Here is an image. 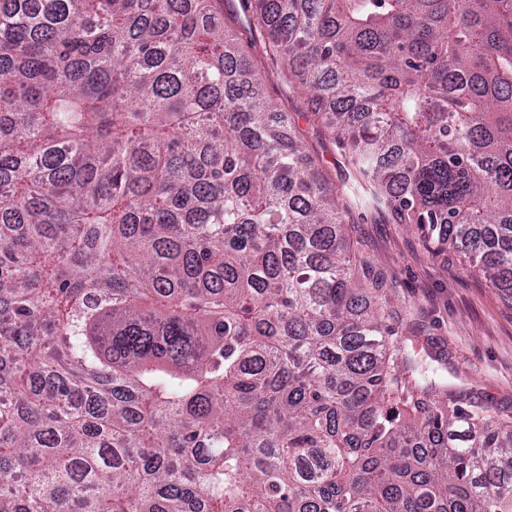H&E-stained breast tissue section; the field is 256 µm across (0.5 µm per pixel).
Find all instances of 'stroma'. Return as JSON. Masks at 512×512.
Instances as JSON below:
<instances>
[{
  "label": "stroma",
  "instance_id": "obj_1",
  "mask_svg": "<svg viewBox=\"0 0 512 512\" xmlns=\"http://www.w3.org/2000/svg\"><path fill=\"white\" fill-rule=\"evenodd\" d=\"M349 231L362 281L381 280L391 322L449 384L512 413V301L447 254L427 250L390 211L355 209Z\"/></svg>",
  "mask_w": 512,
  "mask_h": 512
}]
</instances>
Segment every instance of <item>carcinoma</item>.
Wrapping results in <instances>:
<instances>
[{
    "mask_svg": "<svg viewBox=\"0 0 512 512\" xmlns=\"http://www.w3.org/2000/svg\"><path fill=\"white\" fill-rule=\"evenodd\" d=\"M0 7V512H512V421L355 276L374 209L512 299V0ZM224 11L230 16L236 17V23L232 24L230 29L237 33L242 43L247 45L253 38L254 34L249 29L247 17L244 15L239 0H228L224 3ZM266 88L271 98L279 102H286L289 99L288 105L291 107L292 112H308L309 106L305 97L292 94V92L288 91V86L280 84L272 75H270V80L266 83ZM308 138L310 149L314 153H319L322 166L327 168L336 183L343 180L345 175L348 176L350 170L345 160L344 151L337 142L335 145L332 141L321 139L312 127L308 131Z\"/></svg>",
    "mask_w": 512,
    "mask_h": 512,
    "instance_id": "cac0c4a2",
    "label": "carcinoma"
}]
</instances>
